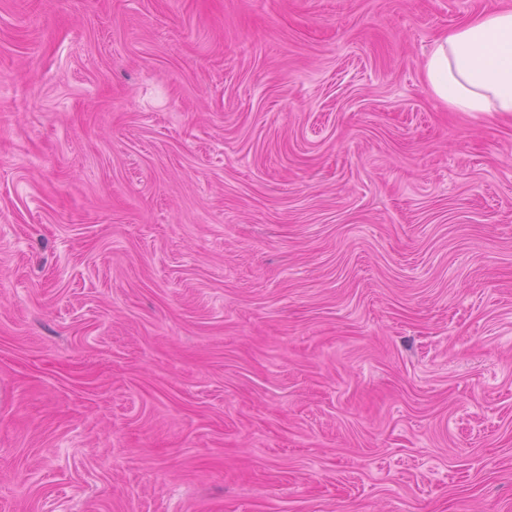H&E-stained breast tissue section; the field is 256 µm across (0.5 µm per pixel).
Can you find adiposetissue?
Instances as JSON below:
<instances>
[{
  "label": "adipose tissue",
  "mask_w": 512,
  "mask_h": 512,
  "mask_svg": "<svg viewBox=\"0 0 512 512\" xmlns=\"http://www.w3.org/2000/svg\"><path fill=\"white\" fill-rule=\"evenodd\" d=\"M423 75L449 110L512 113V10L481 14L435 39Z\"/></svg>",
  "instance_id": "ef3b65f1"
}]
</instances>
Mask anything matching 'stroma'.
Masks as SVG:
<instances>
[{"label":"stroma","mask_w":512,"mask_h":512,"mask_svg":"<svg viewBox=\"0 0 512 512\" xmlns=\"http://www.w3.org/2000/svg\"><path fill=\"white\" fill-rule=\"evenodd\" d=\"M512 0H0V512H512ZM423 75L449 110L512 113V10L483 13L435 39Z\"/></svg>","instance_id":"stroma-1"}]
</instances>
